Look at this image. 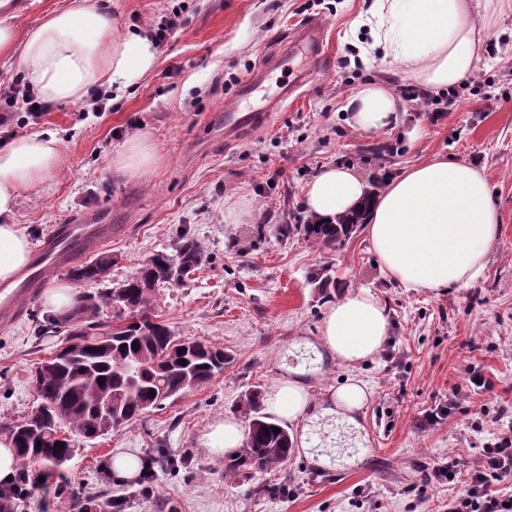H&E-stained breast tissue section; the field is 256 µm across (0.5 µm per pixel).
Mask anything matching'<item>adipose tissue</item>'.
<instances>
[{"mask_svg": "<svg viewBox=\"0 0 512 512\" xmlns=\"http://www.w3.org/2000/svg\"><path fill=\"white\" fill-rule=\"evenodd\" d=\"M508 0H373L365 27L382 61L402 64L424 88L457 86L476 69L489 28L480 13ZM0 57L13 61L46 102L85 106L91 89L122 91L153 68L155 50L145 36L118 31L99 0H69L16 40V25L0 19ZM356 126L399 123L404 107L386 84L369 79L347 98ZM157 160L146 137L129 139L112 159L116 171L140 175ZM66 164L59 139L39 132L0 148V283H12L28 265L32 242L10 218L22 192L47 182ZM306 207L323 220L372 204L367 241L387 276L413 290L436 291L477 279L500 235V216L482 169L437 154L388 180L371 195L365 176L330 164L311 180ZM391 333L386 307L370 292L350 293L331 304L320 341L341 363L355 366L376 356ZM310 396L299 382L282 379L266 399L268 411L294 423L305 419ZM209 454L236 453L244 429L235 419L214 421L201 437Z\"/></svg>", "mask_w": 512, "mask_h": 512, "instance_id": "ef3b65f1", "label": "adipose tissue"}]
</instances>
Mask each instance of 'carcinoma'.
Returning a JSON list of instances; mask_svg holds the SVG:
<instances>
[{
	"instance_id": "cac0c4a2",
	"label": "carcinoma",
	"mask_w": 512,
	"mask_h": 512,
	"mask_svg": "<svg viewBox=\"0 0 512 512\" xmlns=\"http://www.w3.org/2000/svg\"><path fill=\"white\" fill-rule=\"evenodd\" d=\"M362 211L336 217L326 223L311 215L302 224H279L282 237L297 235L320 251H334L361 226ZM108 253L70 269L71 280L82 285H104L96 295L79 297L70 315L71 326L64 340L70 351L41 360L32 370L35 404L25 422L6 427L20 467L42 465L53 469L59 461L74 454L72 436L88 437L103 424L97 416L99 402L112 395V431L117 432L160 410L166 402L163 393L175 397L207 385L232 362L224 347L197 342L198 350L178 354L181 340L170 325L155 314V288L179 284L207 259L204 246L183 232L173 252L158 251L129 275L121 285L105 286L110 277ZM179 262L172 267L171 260ZM113 312L112 331H101L96 321L102 308ZM185 359L186 364L179 363ZM50 366H45V363ZM262 392L256 386L244 390L235 410L245 427L243 447L224 469L225 478L246 472H271L287 463L292 455L288 426L263 413ZM279 428L276 433L273 428ZM63 447L55 448V443ZM100 498L80 501V512H121L123 503L101 491Z\"/></svg>"
}]
</instances>
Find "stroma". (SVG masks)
Instances as JSON below:
<instances>
[{"instance_id": "obj_1", "label": "stroma", "mask_w": 512, "mask_h": 512, "mask_svg": "<svg viewBox=\"0 0 512 512\" xmlns=\"http://www.w3.org/2000/svg\"><path fill=\"white\" fill-rule=\"evenodd\" d=\"M103 2L124 32L160 23L175 6L184 22L157 51L154 68L106 111L55 103L41 122L26 126L29 134L55 133L67 163L21 196L12 220L37 244L51 226L76 222L83 212L111 214L117 231L100 248L112 254L115 285L188 230L211 259L183 283L158 288L156 312L178 337L223 344L234 361L206 386L112 436L77 438L79 452L63 469L70 493H32L14 500L12 512H71L72 492L105 488L123 498V512H440L463 487L424 484L426 468L451 454L475 464L498 432L512 427V9L491 19L486 55L444 111L410 104L402 124L365 130L350 124L345 98L371 77L391 86L412 81L400 65L359 63L352 29L368 0ZM65 4L0 0V19L14 17L23 35ZM311 19L325 25V62L311 64L309 82L286 109L226 142L212 114L223 111L278 40ZM137 135L150 140L159 161L131 178L111 161ZM436 153L485 168L493 188L501 235L476 281L417 292L384 275L364 231L333 252L277 234V225L305 221V187L323 166L342 163L369 179H390ZM230 209L241 213V223L225 222ZM325 274L331 282L323 288L318 278ZM361 289L389 311L384 350L353 368L327 353L309 366L308 346L318 343L327 308ZM47 314L38 296L21 319L0 326V429L30 413L31 370L66 335L63 324L39 334ZM472 364L489 389L466 388ZM295 367L317 408L350 378L366 383L358 427L311 420L317 441L310 453L225 481L224 460L208 454L201 434L215 419L235 416L247 387L269 391ZM455 387V414L430 423L429 411ZM120 448L153 457L150 479L112 480L106 463ZM319 453L328 464L317 463Z\"/></svg>"}]
</instances>
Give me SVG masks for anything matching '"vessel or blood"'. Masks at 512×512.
Wrapping results in <instances>:
<instances>
[{
  "instance_id": "b4317fda",
  "label": "vessel or blood",
  "mask_w": 512,
  "mask_h": 512,
  "mask_svg": "<svg viewBox=\"0 0 512 512\" xmlns=\"http://www.w3.org/2000/svg\"><path fill=\"white\" fill-rule=\"evenodd\" d=\"M323 41V24L317 20L306 22L297 38L283 43L279 52L271 57L265 71L253 75L240 92L225 103L223 111L216 113L213 121L215 125L223 126L226 142H234L244 132L263 125L268 113L280 109L309 77L307 69L297 68L289 85L267 97L263 106L244 107V100L264 80L266 71L277 69L285 60L298 55L315 61L321 60ZM111 235L109 217L95 212L85 215L78 224L52 226L45 234L31 266L22 274L19 283L12 288L0 289V324H11L21 316L25 301L35 295L48 273L89 255L99 242Z\"/></svg>"
}]
</instances>
